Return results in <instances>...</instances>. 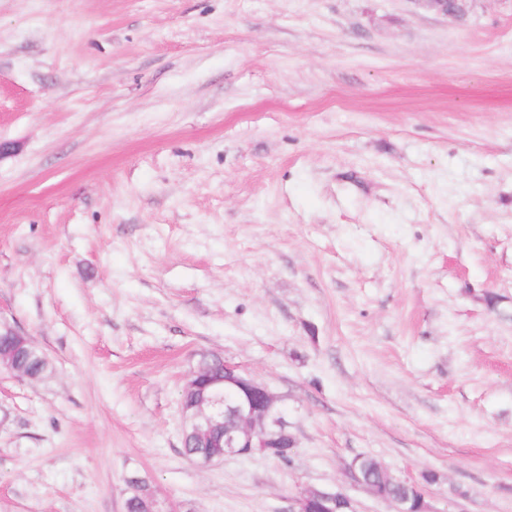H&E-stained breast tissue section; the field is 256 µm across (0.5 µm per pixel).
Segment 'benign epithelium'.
<instances>
[{"instance_id": "benign-epithelium-1", "label": "benign epithelium", "mask_w": 512, "mask_h": 512, "mask_svg": "<svg viewBox=\"0 0 512 512\" xmlns=\"http://www.w3.org/2000/svg\"><path fill=\"white\" fill-rule=\"evenodd\" d=\"M420 7L444 15L462 16L468 0H414ZM224 382L235 386L241 396L233 400L216 391L198 405L193 419L201 433L221 428L219 445L224 454L211 458L212 465L228 455L245 456L270 447L278 430L286 426L278 397L254 380L239 365L224 362ZM292 512H354L350 499L339 489L307 488L294 498Z\"/></svg>"}]
</instances>
